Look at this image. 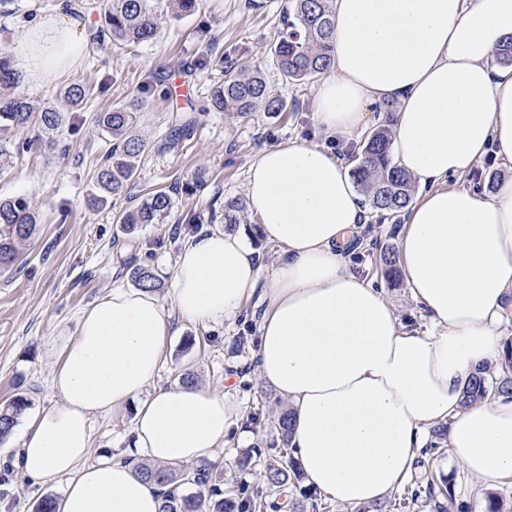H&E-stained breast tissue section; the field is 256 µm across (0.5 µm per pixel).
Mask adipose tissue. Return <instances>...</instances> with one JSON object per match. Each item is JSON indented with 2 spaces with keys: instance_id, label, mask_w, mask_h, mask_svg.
Returning a JSON list of instances; mask_svg holds the SVG:
<instances>
[{
  "instance_id": "obj_1",
  "label": "adipose tissue",
  "mask_w": 512,
  "mask_h": 512,
  "mask_svg": "<svg viewBox=\"0 0 512 512\" xmlns=\"http://www.w3.org/2000/svg\"><path fill=\"white\" fill-rule=\"evenodd\" d=\"M333 14L315 121L351 136L370 107L395 106L390 154L424 186L404 212L399 267L428 327L403 323L353 272L369 218L341 159L298 140L265 148L246 196L281 249L268 279L244 232L194 234L168 301L117 286L56 338L59 400L28 420L12 465L61 487L57 512H159V489L137 462L190 464L232 433L249 439L227 393L155 380L177 323H224L257 292V375L292 414L307 485L346 507L382 501L408 481L439 423L472 477L489 487L512 477V401L461 405L471 373L501 359L498 325L512 317V64L496 60L512 36V0H334ZM79 29L62 11L41 18L16 48L21 72L41 82L71 68ZM489 152L504 170L493 194L452 186ZM132 402L135 460L87 463L93 417Z\"/></svg>"
}]
</instances>
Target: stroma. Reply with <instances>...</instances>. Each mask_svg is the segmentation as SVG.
I'll use <instances>...</instances> for the list:
<instances>
[{"mask_svg":"<svg viewBox=\"0 0 512 512\" xmlns=\"http://www.w3.org/2000/svg\"><path fill=\"white\" fill-rule=\"evenodd\" d=\"M59 0H0V28L9 31L8 49L26 36L41 16L54 13ZM74 19L84 22L83 53L69 70L41 83L22 82L19 91L41 109L59 102L61 91L82 81L93 95L84 105L83 123L76 131L48 133L31 124L15 133L17 141L35 139L36 148L14 153L7 173L0 175V197L28 196L39 212L38 231L22 243L18 270L0 274V407L24 395L28 413L58 399L51 386L52 365L46 348L59 335L71 333L80 313L108 293L113 285H130L132 265L149 266L163 282L157 293L167 299L177 254L188 235L224 226V204L245 199L248 170L267 146L293 140L322 143L314 123L316 83L291 84L273 65L269 45L288 0H202L198 12L183 20L162 18L155 40L142 44L97 43L98 0H72ZM260 66L273 92L288 103L286 112L257 111L241 118L206 110L207 96L219 80L220 62ZM163 75L149 94L137 133L144 140L136 182L99 209L86 199L95 166L111 150L110 138L93 131L92 113L123 103L145 75ZM196 113H188L189 105ZM191 121L188 135L168 138L172 127ZM169 188L172 207L160 224H141L124 231L113 218L138 206L155 188ZM362 244L350 256L352 267L380 288L403 320L415 327L426 320L405 282H393L378 266L380 246H397L401 215L370 212ZM262 307L250 299L242 313L224 325L205 328L180 323L164 350L160 381L169 384L178 374L192 373L196 384L230 388L239 416L253 408L270 412L281 399L254 374L253 352ZM135 410L133 406L92 421L90 460L108 454L127 458ZM253 438L243 443L230 437L210 461L214 475L226 483H256L254 470L242 458L250 447L280 443L277 432L251 426ZM19 450L18 435L0 443V504L6 512H34L46 495L59 496L6 468ZM435 471L449 476L455 493L470 512H484L488 494L512 512V477L495 489L483 488L449 457H425L414 473Z\"/></svg>","mask_w":512,"mask_h":512,"instance_id":"obj_1","label":"stroma"}]
</instances>
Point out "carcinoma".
Instances as JSON below:
<instances>
[{
	"label": "carcinoma",
	"mask_w": 512,
	"mask_h": 512,
	"mask_svg": "<svg viewBox=\"0 0 512 512\" xmlns=\"http://www.w3.org/2000/svg\"><path fill=\"white\" fill-rule=\"evenodd\" d=\"M175 19L194 14L199 0H101L99 32L113 42L147 43L158 32L159 3ZM334 20L331 0H288V11L280 20L272 50L274 63L281 76L291 83L314 82L330 73L331 34ZM160 83L158 75L150 73L137 92L121 105L103 112H95L91 123L112 139V149L100 163L92 181L88 205H104L114 195L124 192L138 173V164L145 151L144 141L134 134L137 115L145 108L143 94ZM20 75L11 66L6 49L0 48V170L10 166L13 150L20 145L7 138L13 130L25 128L33 116V108L18 92ZM90 88L83 82H74L62 93L55 107L38 113L37 120L47 130L77 128L79 110L88 100ZM208 109L231 112L238 116L262 110L271 114L288 111V103L272 93L258 67L230 64L225 66L224 81L213 87L208 98ZM390 122L373 129L359 153L355 155L352 176L361 189L365 201L374 211L400 213L409 205L415 193V184L405 171L395 165L390 156ZM171 204L168 191H151L146 200L134 209L120 213L116 223L127 232L138 224H160ZM243 203L237 200L224 204V228L234 230L240 223ZM38 230V214L31 200L24 195L0 198V273L11 271L19 258V246L31 239ZM131 280L140 288L155 291L161 281L145 265L130 268ZM506 354L494 366L472 374L464 387L462 404L470 406L489 395L512 399V336L505 342ZM27 399L18 397L0 409V442L6 440L16 426L19 416L27 408ZM290 413L283 410L265 416L251 411L245 424H263L278 431L282 446L279 453L288 456V467L273 463L259 473L261 484L253 487L240 483L224 490L205 468H175L140 466L139 473L147 480L166 488L162 494L160 512H264L276 509L279 498L287 495L304 480L301 469L289 449ZM446 426L432 430V440L426 453L443 456L449 451L445 441ZM410 501L434 503L440 495L453 500L451 481L425 474L407 488Z\"/></svg>",
	"instance_id": "carcinoma-1"
}]
</instances>
